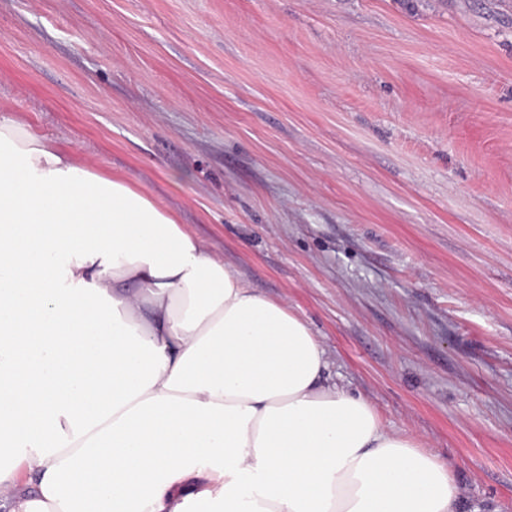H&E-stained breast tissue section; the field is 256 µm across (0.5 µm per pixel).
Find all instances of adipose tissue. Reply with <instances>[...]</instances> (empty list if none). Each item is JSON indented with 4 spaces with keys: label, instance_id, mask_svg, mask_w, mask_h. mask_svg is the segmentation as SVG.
Here are the masks:
<instances>
[{
    "label": "adipose tissue",
    "instance_id": "ef3b65f1",
    "mask_svg": "<svg viewBox=\"0 0 512 512\" xmlns=\"http://www.w3.org/2000/svg\"><path fill=\"white\" fill-rule=\"evenodd\" d=\"M307 324L0 114V512H458Z\"/></svg>",
    "mask_w": 512,
    "mask_h": 512
}]
</instances>
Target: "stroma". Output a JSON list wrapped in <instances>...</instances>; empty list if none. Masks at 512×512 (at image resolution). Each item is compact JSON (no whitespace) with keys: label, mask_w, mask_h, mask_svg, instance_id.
Returning a JSON list of instances; mask_svg holds the SVG:
<instances>
[{"label":"stroma","mask_w":512,"mask_h":512,"mask_svg":"<svg viewBox=\"0 0 512 512\" xmlns=\"http://www.w3.org/2000/svg\"><path fill=\"white\" fill-rule=\"evenodd\" d=\"M0 108L512 512V0H0Z\"/></svg>","instance_id":"1"}]
</instances>
